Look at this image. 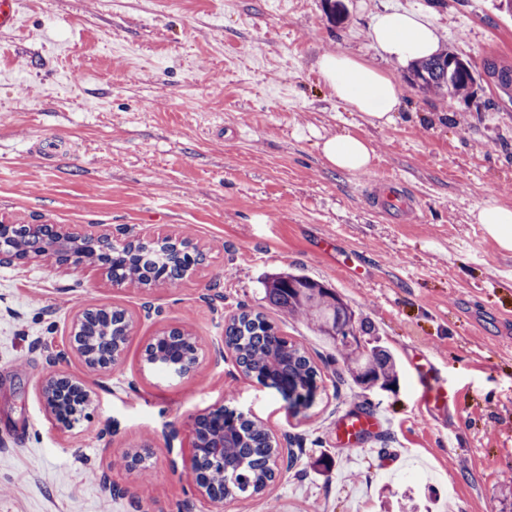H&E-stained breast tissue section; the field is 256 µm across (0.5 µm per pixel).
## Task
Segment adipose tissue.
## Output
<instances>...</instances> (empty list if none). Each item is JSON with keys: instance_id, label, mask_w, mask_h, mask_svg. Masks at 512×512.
Instances as JSON below:
<instances>
[{"instance_id": "1", "label": "adipose tissue", "mask_w": 512, "mask_h": 512, "mask_svg": "<svg viewBox=\"0 0 512 512\" xmlns=\"http://www.w3.org/2000/svg\"><path fill=\"white\" fill-rule=\"evenodd\" d=\"M367 37L379 63L351 52H328L319 56L316 69L351 112L366 124L383 128L395 123L402 107L401 89L386 63L405 64L435 55L440 33L428 10L387 8L373 15ZM320 152L327 168L340 174L368 172L375 158L369 141L349 132L325 137ZM473 219L501 248L512 250L511 206L486 201L474 209Z\"/></svg>"}]
</instances>
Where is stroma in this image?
Masks as SVG:
<instances>
[{
  "instance_id": "stroma-1",
  "label": "stroma",
  "mask_w": 512,
  "mask_h": 512,
  "mask_svg": "<svg viewBox=\"0 0 512 512\" xmlns=\"http://www.w3.org/2000/svg\"><path fill=\"white\" fill-rule=\"evenodd\" d=\"M391 5L430 9L442 52L471 62L476 81L460 95L424 90L390 65L402 109L378 129L314 64L336 50L373 59L367 26ZM20 14L0 32V219L118 242L187 237L203 260L156 288L42 261L0 266V512H214L171 462L219 405L298 458L224 512H512V250L471 217L490 199L512 206V94L482 71L487 59L512 66V15L494 0H54L49 11L21 0ZM343 129L370 141L368 172L325 167L318 144ZM50 137L70 152L44 158L36 145ZM381 174L399 178L415 214L381 213ZM340 254L362 274L338 267ZM282 270L368 320L397 382L340 378L335 345L267 304L263 281ZM103 304L126 310L131 334L107 372L74 356L58 366L93 392L65 428L41 383L74 316ZM243 306L307 348L321 372L310 408L289 413L225 348ZM171 326L201 348L182 379L143 367ZM425 367L448 407L425 405ZM365 407L386 431L337 444L339 417Z\"/></svg>"
}]
</instances>
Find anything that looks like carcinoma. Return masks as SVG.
Returning a JSON list of instances; mask_svg holds the SVG:
<instances>
[{
    "mask_svg": "<svg viewBox=\"0 0 512 512\" xmlns=\"http://www.w3.org/2000/svg\"><path fill=\"white\" fill-rule=\"evenodd\" d=\"M484 73L503 89L512 87V67L494 60L483 63ZM416 80L425 88L450 93L466 90L475 81L472 65L452 53L440 54L413 65ZM51 229L18 227L10 241L13 249L39 253L52 241ZM189 239L168 238L138 241L112 248V281L149 286L156 274L166 272L170 281L180 280L191 270L183 260L182 246ZM265 294L269 304L291 316L313 323L321 335L336 343L345 358L354 364L349 374L358 384L386 387L396 380L397 362L379 345L367 347L360 335L371 332V324L358 319L352 309L331 289L300 272L277 273L267 277ZM94 345L98 350L124 348L127 313L112 311V317H96ZM224 345L236 355L243 373L277 392L297 414L308 407L318 389V369L302 344L283 336L263 313L243 311L224 326ZM167 357L181 363L191 342L180 337L164 342ZM221 448H205L200 453L197 480L226 500L263 493L279 468L277 443L263 425L224 410Z\"/></svg>",
    "mask_w": 512,
    "mask_h": 512,
    "instance_id": "cac0c4a2",
    "label": "carcinoma"
}]
</instances>
